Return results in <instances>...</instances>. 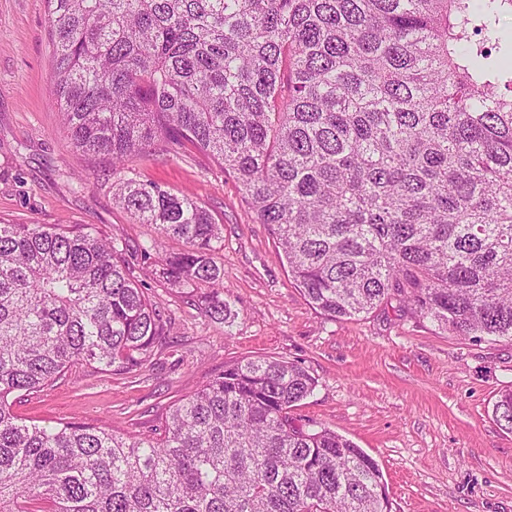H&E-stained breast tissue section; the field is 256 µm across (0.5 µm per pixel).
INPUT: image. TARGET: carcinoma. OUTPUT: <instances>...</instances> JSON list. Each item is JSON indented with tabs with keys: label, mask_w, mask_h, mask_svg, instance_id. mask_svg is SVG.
<instances>
[{
	"label": "carcinoma",
	"mask_w": 512,
	"mask_h": 512,
	"mask_svg": "<svg viewBox=\"0 0 512 512\" xmlns=\"http://www.w3.org/2000/svg\"><path fill=\"white\" fill-rule=\"evenodd\" d=\"M54 104L75 152L112 159L115 201L185 242L172 288L231 318L221 225L192 197L122 178L192 144L232 174L313 308L395 293L455 336L512 338V0H46ZM165 321L91 226L0 221V512H392L378 464L297 427L315 387L247 358L175 404L157 442L17 417L20 391L80 362L139 367ZM493 413L512 432V390Z\"/></svg>",
	"instance_id": "obj_1"
}]
</instances>
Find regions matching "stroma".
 <instances>
[{
	"label": "stroma",
	"instance_id": "1",
	"mask_svg": "<svg viewBox=\"0 0 512 512\" xmlns=\"http://www.w3.org/2000/svg\"><path fill=\"white\" fill-rule=\"evenodd\" d=\"M52 64L45 0H0V219L117 234L167 337L127 373L74 366L18 397L16 415L157 439L169 408L225 365L287 361L316 380L290 410L295 424L329 428L369 454L393 512H512V432L493 414L499 393L512 389L511 338L453 336L393 296L351 319L325 316L296 288L267 225L222 166L190 146L133 159L126 177L189 194L222 226L214 259L234 316L211 319L192 287L172 289L158 274L155 254L181 252L184 242L115 204L111 160L75 153L52 105Z\"/></svg>",
	"mask_w": 512,
	"mask_h": 512
}]
</instances>
